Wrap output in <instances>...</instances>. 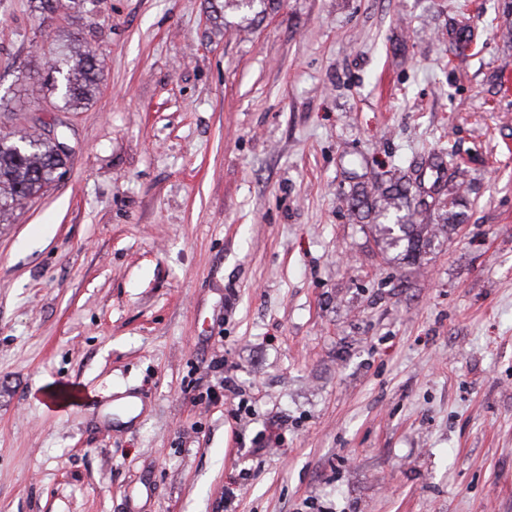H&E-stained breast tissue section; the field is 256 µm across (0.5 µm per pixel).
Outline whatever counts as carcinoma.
I'll return each mask as SVG.
<instances>
[{"instance_id":"obj_1","label":"carcinoma","mask_w":512,"mask_h":512,"mask_svg":"<svg viewBox=\"0 0 512 512\" xmlns=\"http://www.w3.org/2000/svg\"><path fill=\"white\" fill-rule=\"evenodd\" d=\"M51 74L44 78L48 91L56 95L63 107L76 111L91 101L99 91L100 72L93 51L74 43L63 57L49 66ZM65 164L57 151L56 140L50 137L14 138L0 131V216L13 209L15 203L37 195L56 178ZM410 182L402 176L387 186H375L372 191L386 200L404 199L413 211H435L454 207L458 199L427 201L408 197V190L400 189L401 182ZM454 228L452 224H413L408 216L397 218L382 228L386 246L401 250L408 261L417 260L430 246L437 234Z\"/></svg>"}]
</instances>
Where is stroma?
Returning <instances> with one entry per match:
<instances>
[{"label":"stroma","instance_id":"1","mask_svg":"<svg viewBox=\"0 0 512 512\" xmlns=\"http://www.w3.org/2000/svg\"><path fill=\"white\" fill-rule=\"evenodd\" d=\"M511 2L0 0V130L70 148L0 221V512H512ZM444 149L409 263L345 198ZM74 42L63 58L48 67L57 76L48 73L44 78L47 90L70 111H77L91 101L98 93L100 83L96 55L87 48L82 49L79 41Z\"/></svg>","mask_w":512,"mask_h":512}]
</instances>
